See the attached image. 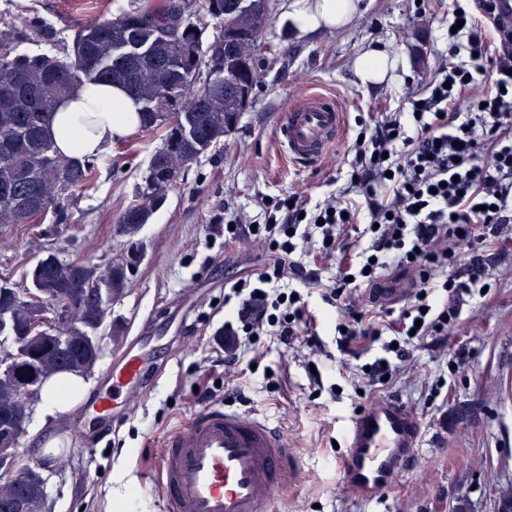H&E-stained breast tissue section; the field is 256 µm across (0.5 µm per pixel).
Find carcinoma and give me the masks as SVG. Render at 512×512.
Returning <instances> with one entry per match:
<instances>
[{"label":"carcinoma","mask_w":512,"mask_h":512,"mask_svg":"<svg viewBox=\"0 0 512 512\" xmlns=\"http://www.w3.org/2000/svg\"><path fill=\"white\" fill-rule=\"evenodd\" d=\"M123 0L112 17L79 27L63 55L19 54L26 34L0 30V228L29 224L49 208L65 210L67 192L88 185V160L61 155L48 132V118L82 84L123 87L141 104V130H163L148 165L147 191L119 215L121 232L132 238L182 170L230 133L228 122L257 86L246 67L250 50L269 20V0ZM215 20L236 40L209 41L201 15ZM212 67L221 86L205 84ZM132 252L98 270L50 253L31 270V287L0 288V459L20 452L31 401L24 388L41 389L59 373H90L100 358L97 332L108 303L129 285ZM68 297L66 338L42 319L45 305ZM11 343L14 349L4 347ZM46 482L33 469L25 480L0 484V512H46Z\"/></svg>","instance_id":"cac0c4a2"}]
</instances>
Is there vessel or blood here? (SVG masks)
<instances>
[{
  "label": "vessel or blood",
  "mask_w": 512,
  "mask_h": 512,
  "mask_svg": "<svg viewBox=\"0 0 512 512\" xmlns=\"http://www.w3.org/2000/svg\"><path fill=\"white\" fill-rule=\"evenodd\" d=\"M345 125L342 106L322 94L296 101L277 119L289 158L300 163L317 160ZM109 383L113 390L146 385L135 341H127L115 355ZM419 438V420L404 403L375 400L355 413L342 432L341 485L355 498L377 497L408 471ZM296 468L294 449L269 422L210 407L169 434L160 481L172 512H273V486Z\"/></svg>",
  "instance_id": "obj_1"
}]
</instances>
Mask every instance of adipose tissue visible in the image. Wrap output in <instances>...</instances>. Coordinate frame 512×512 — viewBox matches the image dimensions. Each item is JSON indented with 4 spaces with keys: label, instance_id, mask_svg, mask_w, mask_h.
<instances>
[{
    "label": "adipose tissue",
    "instance_id": "adipose-tissue-1",
    "mask_svg": "<svg viewBox=\"0 0 512 512\" xmlns=\"http://www.w3.org/2000/svg\"><path fill=\"white\" fill-rule=\"evenodd\" d=\"M359 0H290L288 18L301 31L341 29L352 22ZM398 60L386 48L373 46L357 56L353 69L362 86L393 81ZM140 105L126 91L110 85L84 84L61 103L48 130L67 157L99 156L112 143L140 127Z\"/></svg>",
    "mask_w": 512,
    "mask_h": 512
}]
</instances>
